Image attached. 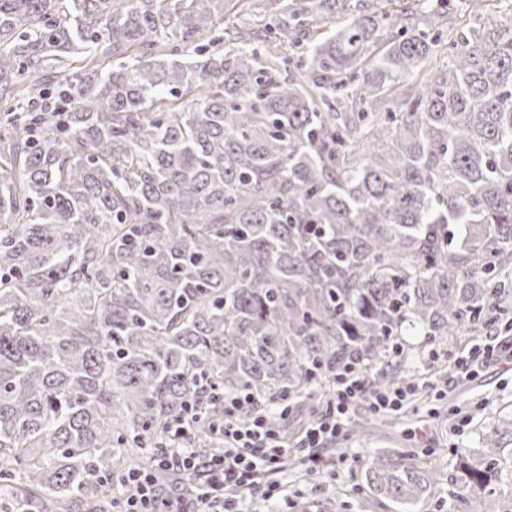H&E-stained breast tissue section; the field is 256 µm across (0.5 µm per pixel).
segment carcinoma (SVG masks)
Returning <instances> with one entry per match:
<instances>
[{
  "instance_id": "obj_1",
  "label": "carcinoma",
  "mask_w": 512,
  "mask_h": 512,
  "mask_svg": "<svg viewBox=\"0 0 512 512\" xmlns=\"http://www.w3.org/2000/svg\"><path fill=\"white\" fill-rule=\"evenodd\" d=\"M233 2L0 0V512H102L202 386L299 407L312 362L503 302L512 21L267 0L230 38ZM445 475L453 512L512 482L489 435L446 473L375 448L363 491Z\"/></svg>"
}]
</instances>
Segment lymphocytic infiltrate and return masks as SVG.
<instances>
[{
    "label": "lymphocytic infiltrate",
    "mask_w": 512,
    "mask_h": 512,
    "mask_svg": "<svg viewBox=\"0 0 512 512\" xmlns=\"http://www.w3.org/2000/svg\"><path fill=\"white\" fill-rule=\"evenodd\" d=\"M503 361L512 363V326L455 356L448 376L470 378L480 366ZM317 378L331 385L332 393L304 428L301 445L309 450L305 465L311 470L322 466V448L341 436L356 407L396 412L417 387L413 381L372 386L358 363L320 368ZM218 398L224 405V419L214 427L220 448L207 456L193 448L200 409L184 403L166 429L168 438L182 440V447L150 452L146 465L125 474L115 512H244L246 502L282 497L281 475L296 459L292 447L261 411L254 393L225 391ZM246 412L251 418L245 422Z\"/></svg>",
    "instance_id": "obj_1"
}]
</instances>
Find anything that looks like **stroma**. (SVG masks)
Segmentation results:
<instances>
[{
    "label": "stroma",
    "instance_id": "obj_1",
    "mask_svg": "<svg viewBox=\"0 0 512 512\" xmlns=\"http://www.w3.org/2000/svg\"><path fill=\"white\" fill-rule=\"evenodd\" d=\"M483 339L480 332L463 342L453 336L433 342L424 336L405 337V351L394 358L389 371L404 380L428 373L431 351L456 355ZM492 432L501 434L505 448H512V367L505 363L484 367L473 380L419 394L396 415L356 408L349 432L336 442V453L346 458L344 465L300 483L289 470L284 481L297 488L298 503L307 512H360L357 497L338 495L337 490L360 483L371 449L397 446L431 462L447 459L458 448L479 454Z\"/></svg>",
    "mask_w": 512,
    "mask_h": 512
}]
</instances>
